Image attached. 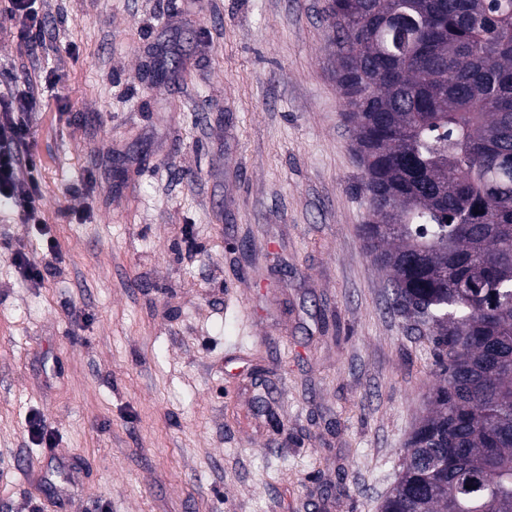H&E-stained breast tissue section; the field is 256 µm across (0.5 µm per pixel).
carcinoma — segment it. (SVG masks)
I'll use <instances>...</instances> for the list:
<instances>
[{
    "label": "carcinoma",
    "mask_w": 512,
    "mask_h": 512,
    "mask_svg": "<svg viewBox=\"0 0 512 512\" xmlns=\"http://www.w3.org/2000/svg\"><path fill=\"white\" fill-rule=\"evenodd\" d=\"M361 234L432 345L381 512H512V0H329Z\"/></svg>",
    "instance_id": "obj_1"
}]
</instances>
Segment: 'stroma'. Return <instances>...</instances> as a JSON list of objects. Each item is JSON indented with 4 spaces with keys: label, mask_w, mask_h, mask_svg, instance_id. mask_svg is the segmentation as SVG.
I'll use <instances>...</instances> for the list:
<instances>
[{
    "label": "stroma",
    "mask_w": 512,
    "mask_h": 512,
    "mask_svg": "<svg viewBox=\"0 0 512 512\" xmlns=\"http://www.w3.org/2000/svg\"><path fill=\"white\" fill-rule=\"evenodd\" d=\"M327 3L38 0L41 46L0 29L57 244L0 204V512H380L437 382L360 233ZM13 261L21 270L22 274L29 281L39 284L44 280V273L39 263L30 255L29 252L17 251L14 253Z\"/></svg>",
    "instance_id": "obj_1"
}]
</instances>
